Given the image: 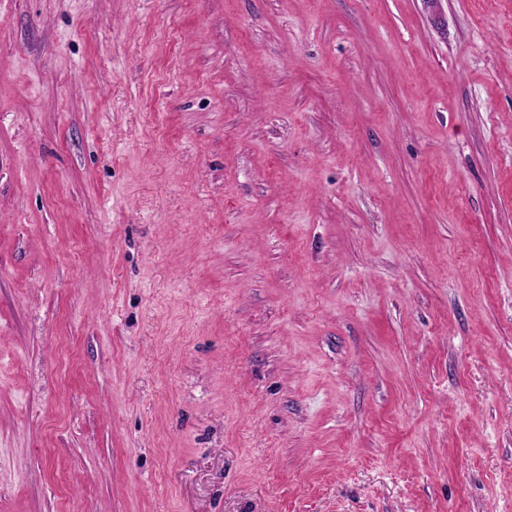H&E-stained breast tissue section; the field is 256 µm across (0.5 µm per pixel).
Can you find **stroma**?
I'll return each instance as SVG.
<instances>
[{
  "mask_svg": "<svg viewBox=\"0 0 512 512\" xmlns=\"http://www.w3.org/2000/svg\"><path fill=\"white\" fill-rule=\"evenodd\" d=\"M0 512H512V0H0Z\"/></svg>",
  "mask_w": 512,
  "mask_h": 512,
  "instance_id": "stroma-1",
  "label": "stroma"
}]
</instances>
